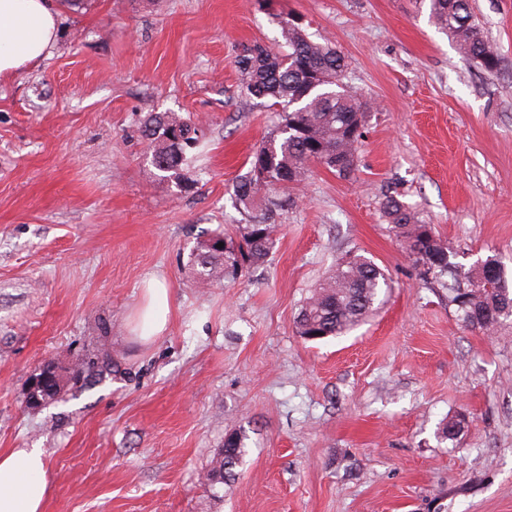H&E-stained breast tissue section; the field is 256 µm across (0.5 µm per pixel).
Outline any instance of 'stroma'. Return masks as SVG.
<instances>
[{
  "label": "stroma",
  "mask_w": 512,
  "mask_h": 512,
  "mask_svg": "<svg viewBox=\"0 0 512 512\" xmlns=\"http://www.w3.org/2000/svg\"><path fill=\"white\" fill-rule=\"evenodd\" d=\"M339 49L376 103L349 177L321 166L278 218L266 265L206 285L201 231L234 235L232 187L279 122L238 85L242 44L279 14ZM430 0H78L50 55L0 77V453L42 449L45 512H512V321L466 326L425 284L380 203L395 191L456 261L512 275V0H474L500 63L461 59ZM200 130L182 185L141 127ZM386 270L380 308L302 339L304 300L340 258ZM166 330L142 338L149 279ZM107 360H100V350ZM82 365L40 408L45 361ZM462 416L457 441L438 427ZM247 454L212 495L230 432Z\"/></svg>",
  "instance_id": "obj_1"
}]
</instances>
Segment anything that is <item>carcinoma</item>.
I'll list each match as a JSON object with an SVG mask.
<instances>
[{
  "instance_id": "carcinoma-1",
  "label": "carcinoma",
  "mask_w": 512,
  "mask_h": 512,
  "mask_svg": "<svg viewBox=\"0 0 512 512\" xmlns=\"http://www.w3.org/2000/svg\"><path fill=\"white\" fill-rule=\"evenodd\" d=\"M430 21L448 34L464 60L490 71L497 68V51L473 19L470 0H430ZM278 26L283 50L274 52L253 42L239 57L238 74L248 95L278 108L280 122L233 187L234 206L247 216L246 223L238 225L233 236L222 230L200 236L189 250L187 265L202 281L220 282L247 266L267 262L276 245V216L290 204L288 192L305 183L311 164L349 176L363 138L359 121L373 110L346 89L347 64L336 48L311 40L285 16ZM144 132L160 179L180 184L191 151L199 144L198 127L175 112H161L148 115ZM263 192L267 196L259 209ZM382 210L409 257L415 262L426 259L429 268L423 281L448 290V302L466 325L490 332L512 320V278L498 259L490 257L468 268L452 261L432 227L397 193L385 196ZM209 242L224 246L212 248ZM490 263L498 267V275L481 284ZM387 288L389 278L373 260L355 254L346 264L340 261L302 305L296 331L301 337L343 336L377 309ZM41 374L47 377L41 398L48 404L61 395L65 375L53 362L45 364ZM245 455V436L229 433L205 476L206 484L214 488L224 483Z\"/></svg>"
}]
</instances>
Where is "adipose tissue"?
<instances>
[{
    "label": "adipose tissue",
    "instance_id": "1",
    "mask_svg": "<svg viewBox=\"0 0 512 512\" xmlns=\"http://www.w3.org/2000/svg\"><path fill=\"white\" fill-rule=\"evenodd\" d=\"M57 0H0V75L49 54L57 29ZM49 479L43 453L16 448L0 454V512H44Z\"/></svg>",
    "mask_w": 512,
    "mask_h": 512
}]
</instances>
